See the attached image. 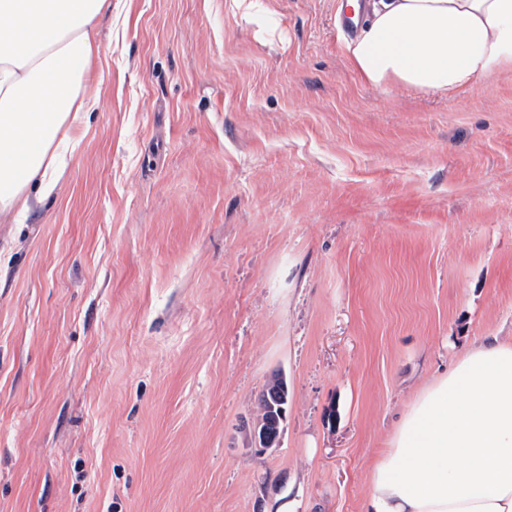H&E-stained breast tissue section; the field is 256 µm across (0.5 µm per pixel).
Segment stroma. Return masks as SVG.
<instances>
[{"mask_svg":"<svg viewBox=\"0 0 512 512\" xmlns=\"http://www.w3.org/2000/svg\"><path fill=\"white\" fill-rule=\"evenodd\" d=\"M344 2L97 19L58 191L0 221V512H360L418 391L512 334V72L371 86ZM283 430L253 427L250 430L251 441L261 451H274L280 445Z\"/></svg>","mask_w":512,"mask_h":512,"instance_id":"stroma-1","label":"stroma"}]
</instances>
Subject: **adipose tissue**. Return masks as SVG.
Masks as SVG:
<instances>
[{
    "label": "adipose tissue",
    "mask_w": 512,
    "mask_h": 512,
    "mask_svg": "<svg viewBox=\"0 0 512 512\" xmlns=\"http://www.w3.org/2000/svg\"><path fill=\"white\" fill-rule=\"evenodd\" d=\"M109 0H0V215L54 195ZM344 45L374 86L445 96L512 70V0H367ZM360 512H512V336L472 342L424 386Z\"/></svg>",
    "instance_id": "ef3b65f1"
}]
</instances>
